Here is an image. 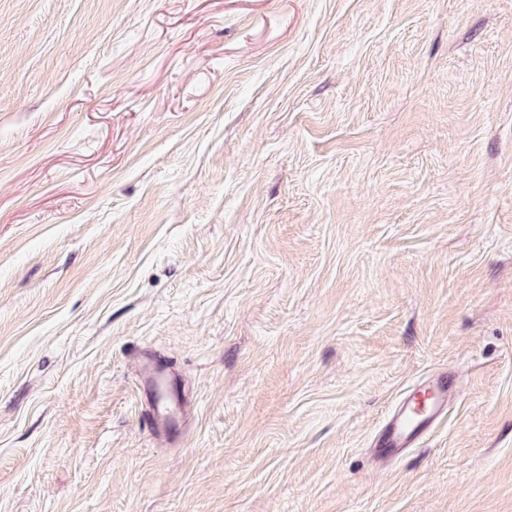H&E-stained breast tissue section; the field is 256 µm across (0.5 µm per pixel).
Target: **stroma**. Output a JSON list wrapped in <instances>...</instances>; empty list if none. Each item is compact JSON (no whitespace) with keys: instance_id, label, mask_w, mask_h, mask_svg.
<instances>
[{"instance_id":"obj_1","label":"stroma","mask_w":512,"mask_h":512,"mask_svg":"<svg viewBox=\"0 0 512 512\" xmlns=\"http://www.w3.org/2000/svg\"><path fill=\"white\" fill-rule=\"evenodd\" d=\"M0 512H512V0H0ZM449 391L448 379L442 378L422 384L407 395L390 414L381 432L382 448L395 453L415 445L446 409ZM426 401L427 408L422 407Z\"/></svg>"}]
</instances>
